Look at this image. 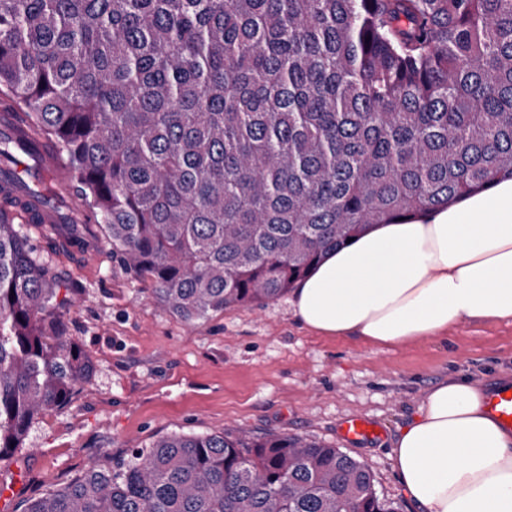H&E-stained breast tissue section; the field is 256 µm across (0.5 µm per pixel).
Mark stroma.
<instances>
[{
    "instance_id": "1",
    "label": "stroma",
    "mask_w": 512,
    "mask_h": 512,
    "mask_svg": "<svg viewBox=\"0 0 512 512\" xmlns=\"http://www.w3.org/2000/svg\"><path fill=\"white\" fill-rule=\"evenodd\" d=\"M31 242L73 289L68 330L96 371L69 405L39 416L23 448L0 466V484L10 483L14 468L29 473L7 512H23L28 500L75 479L92 461L122 460L175 431L307 437L363 463L380 498L417 512L392 470L399 427L441 382L485 389L512 381V320L465 321L378 346L301 328L284 296L186 323L165 312L111 249L78 256L36 234ZM352 414L375 421L382 439L341 442L338 425Z\"/></svg>"
}]
</instances>
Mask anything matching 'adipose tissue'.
<instances>
[{"label": "adipose tissue", "instance_id": "obj_1", "mask_svg": "<svg viewBox=\"0 0 512 512\" xmlns=\"http://www.w3.org/2000/svg\"><path fill=\"white\" fill-rule=\"evenodd\" d=\"M291 306L311 332L373 345L512 319V179L426 219L373 226L299 282ZM391 460L420 512H512V434L471 384L430 389Z\"/></svg>", "mask_w": 512, "mask_h": 512}]
</instances>
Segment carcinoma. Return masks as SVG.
<instances>
[{
	"label": "carcinoma",
	"mask_w": 512,
	"mask_h": 512,
	"mask_svg": "<svg viewBox=\"0 0 512 512\" xmlns=\"http://www.w3.org/2000/svg\"><path fill=\"white\" fill-rule=\"evenodd\" d=\"M0 163L56 153L112 257L184 322L276 301L372 224L512 178V0H0ZM0 197V461L95 367ZM44 224L54 247L89 224ZM399 512L308 438L171 433L23 512Z\"/></svg>",
	"instance_id": "obj_1"
}]
</instances>
